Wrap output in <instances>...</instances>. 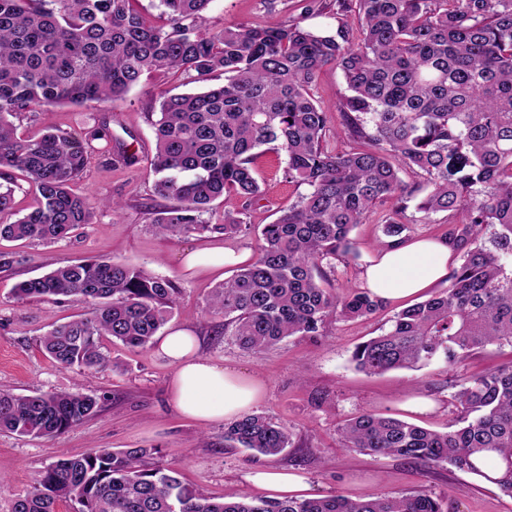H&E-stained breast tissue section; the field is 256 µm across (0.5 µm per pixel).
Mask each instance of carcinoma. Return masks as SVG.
I'll return each instance as SVG.
<instances>
[{
	"instance_id": "1",
	"label": "carcinoma",
	"mask_w": 512,
	"mask_h": 512,
	"mask_svg": "<svg viewBox=\"0 0 512 512\" xmlns=\"http://www.w3.org/2000/svg\"><path fill=\"white\" fill-rule=\"evenodd\" d=\"M212 0H158L157 20L139 0H0V169L34 184L37 207L0 238L58 243L92 223L96 203L72 189L86 165L75 137L51 128L28 138L14 120L61 104L104 103L141 77L164 70L195 83L216 71L224 84L169 95L154 124L150 171L165 200L149 222L163 236L251 230L243 210L224 223L204 213L217 199L247 206L263 193L253 161L265 147L284 153L283 178L308 187L260 230L256 259L214 288L209 313L224 332L260 355L291 336H321L331 321L357 320L382 302L367 291L336 294L323 267L358 258L350 237L378 206L387 239L410 230L398 219L416 201L422 223L448 213V243L461 264L439 294L397 312L388 330L358 344L368 374L452 370L492 345L512 346V0H336L355 13L359 35L295 20L203 29ZM350 94L336 135L356 144L330 150L327 110L310 87L327 65ZM423 178L410 185L400 166ZM177 288L144 268L112 259L77 261L20 282L19 300L59 303L77 296L86 317L49 331L41 348L61 369L112 366L107 344L144 349L171 316ZM448 431L370 413L338 429L343 448L450 465L512 497V362L451 384ZM95 393L0 389V431L43 438L96 415ZM224 440L264 456L291 447L290 431L246 415ZM150 448L98 449L42 470L12 512H448V497L417 489L400 497L257 499L233 490L221 499L184 484L173 467L150 465Z\"/></svg>"
}]
</instances>
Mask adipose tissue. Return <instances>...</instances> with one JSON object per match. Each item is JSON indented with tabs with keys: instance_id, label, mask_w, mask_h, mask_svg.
Masks as SVG:
<instances>
[{
	"instance_id": "adipose-tissue-1",
	"label": "adipose tissue",
	"mask_w": 512,
	"mask_h": 512,
	"mask_svg": "<svg viewBox=\"0 0 512 512\" xmlns=\"http://www.w3.org/2000/svg\"><path fill=\"white\" fill-rule=\"evenodd\" d=\"M453 248L438 239H417L377 249L364 272L363 286L383 302L401 301L447 280ZM247 252L221 245L186 250L184 271H218L245 261ZM156 354L173 368L169 391L177 412L201 424L239 418L263 399L265 386L254 376L224 367L203 355L201 340L190 327L158 336Z\"/></svg>"
}]
</instances>
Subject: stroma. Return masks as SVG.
Returning <instances> with one entry per match:
<instances>
[{
    "label": "stroma",
    "instance_id": "obj_1",
    "mask_svg": "<svg viewBox=\"0 0 512 512\" xmlns=\"http://www.w3.org/2000/svg\"><path fill=\"white\" fill-rule=\"evenodd\" d=\"M208 30L236 24H267L301 19V0H212L205 14ZM188 76L164 71L144 74L125 95L112 101L84 106H57L17 119V134L26 138L53 128L78 138L87 150V162L74 182L76 193L98 200L92 224L65 241L46 245L0 239V251L17 253L21 261L0 271V386L17 393L32 390L94 392L106 395L101 410L91 419L52 438L20 437L0 433V512H11L14 498L30 489L34 478L50 463L98 448H156L159 462L177 469L185 483L220 497L231 490L264 497L262 489L248 485L246 475L256 465L285 467L305 477L309 497L341 494L348 497L399 496L424 488L449 498V512H512V498L493 483L452 466L430 467L396 457H372L341 447L338 427L363 413L390 415L422 427L444 432L452 419L451 375L468 376L512 361V347L490 346L455 372L433 363L418 370L398 369L369 375L352 361L355 346L387 329L402 302L383 304L368 319L337 322L325 335L292 336L260 355L241 348L224 333V319L209 314L207 301L223 278L219 274L188 276L180 267L187 249L222 244L256 252L258 232L273 222L281 209L294 202L297 187L284 182L285 159L260 153L254 168L263 188L261 199L250 206L245 220L250 233L224 237L218 232L163 237L146 216L154 196L149 163L154 153L153 124L163 96L197 90ZM314 99L328 111L329 128L340 121V106L348 94L342 72L324 68L310 87ZM106 116L111 140L92 136L94 120ZM123 143L139 158L126 166L108 159L113 142ZM388 214L380 207L351 233L360 257L337 262L328 273L333 292L360 288L362 277L382 242L381 223ZM111 257L146 268L171 279L177 286L170 326L195 328L203 352L217 363L254 374L265 385L256 407L263 415L290 429L294 446L275 457H265L224 442L225 424L202 425L180 416L168 393L173 371L153 348L131 351L111 346V369L87 375L56 367L41 349L39 339L51 324L89 313L81 298L59 304L16 300V285L79 259ZM432 400L433 409L412 412L409 401Z\"/></svg>",
    "mask_w": 512,
    "mask_h": 512
}]
</instances>
